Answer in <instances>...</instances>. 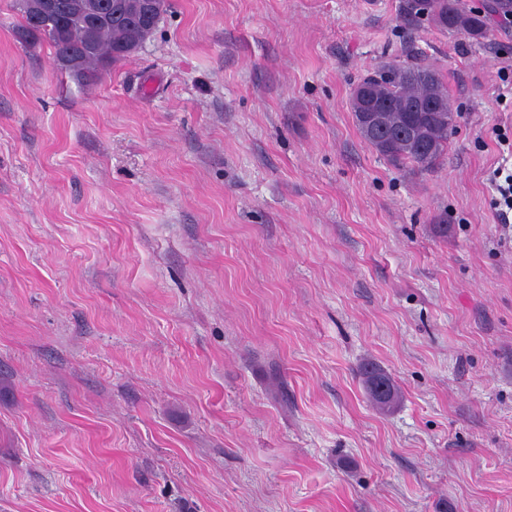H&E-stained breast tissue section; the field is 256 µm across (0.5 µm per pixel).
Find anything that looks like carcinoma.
Segmentation results:
<instances>
[{"mask_svg": "<svg viewBox=\"0 0 512 512\" xmlns=\"http://www.w3.org/2000/svg\"><path fill=\"white\" fill-rule=\"evenodd\" d=\"M54 11L34 8L37 0H15L21 15L20 32L25 40L46 41L54 49L61 69L78 80H95L115 63L131 56L157 28L154 20L138 14V0H58ZM104 21L90 22L93 9ZM402 11L413 20H423L441 32L459 34L476 42L488 35V15L466 9L461 0H403ZM388 77L379 80L367 75L360 85L371 88L374 99L390 104L386 126L395 130L406 120V109L417 103L439 102L436 112H417L411 134L388 140L369 135L358 127L363 140L395 166H411L420 171L436 168L448 152V136L453 130L454 111L447 100L441 78L426 66L387 63L379 67ZM368 394L382 411L399 400L392 378L379 365L368 362L361 367Z\"/></svg>", "mask_w": 512, "mask_h": 512, "instance_id": "obj_1", "label": "carcinoma"}]
</instances>
